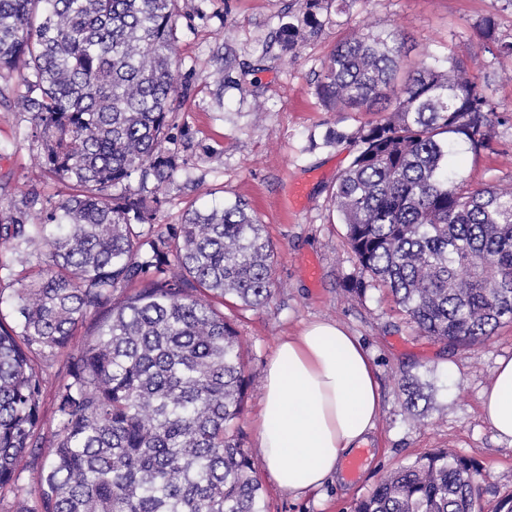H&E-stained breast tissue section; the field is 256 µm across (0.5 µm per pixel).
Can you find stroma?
<instances>
[{"label":"stroma","mask_w":512,"mask_h":512,"mask_svg":"<svg viewBox=\"0 0 512 512\" xmlns=\"http://www.w3.org/2000/svg\"><path fill=\"white\" fill-rule=\"evenodd\" d=\"M175 31L180 73L191 92L174 118L169 148L186 166L160 193L156 231L183 223L189 209H206L240 198L248 202L276 248V286L263 308L229 300L225 316L245 349L251 379L238 422L245 446L258 455L256 422L264 370L279 341L312 321H333L357 336L377 369L382 408L371 445L347 463L345 478L297 496L278 490L258 470L267 512H353L381 474L437 448L471 459L482 471L485 512L512 495V446L496 441L481 417L480 395L493 380L498 358L512 357V323L499 327L475 350L452 349L415 334L383 288L348 292L354 271L344 226L331 203L337 177L351 162L349 139L374 121L371 112H331L316 94L322 62L336 43L365 23L397 29L410 59L430 53L440 66L464 60L471 74L489 81L498 108L490 145L462 152L460 167L474 185L512 183V59L484 48L477 31L493 17L500 41H512L507 0H355L349 13L297 56L263 46L278 26L281 0H179ZM228 46L230 58L254 64L242 87L223 86L214 53ZM30 113L0 102V214L14 212L30 193L45 206L64 187L45 169L32 141ZM344 133L333 144L326 131ZM418 378L425 398L417 415L405 408L404 381Z\"/></svg>","instance_id":"1"}]
</instances>
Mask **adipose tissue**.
Returning <instances> with one entry per match:
<instances>
[{"instance_id":"ef3b65f1","label":"adipose tissue","mask_w":512,"mask_h":512,"mask_svg":"<svg viewBox=\"0 0 512 512\" xmlns=\"http://www.w3.org/2000/svg\"><path fill=\"white\" fill-rule=\"evenodd\" d=\"M381 409L376 370L356 337L333 322L280 341L265 369L258 448L271 481L298 495L322 487L366 445ZM484 421L512 444V358L481 396Z\"/></svg>"}]
</instances>
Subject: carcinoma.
<instances>
[{"instance_id": "obj_1", "label": "carcinoma", "mask_w": 512, "mask_h": 512, "mask_svg": "<svg viewBox=\"0 0 512 512\" xmlns=\"http://www.w3.org/2000/svg\"><path fill=\"white\" fill-rule=\"evenodd\" d=\"M177 2L0 0V70L19 71L44 164L72 189L37 224V194L0 217V282L15 285L0 289L4 512H266L236 426L244 351L216 300L266 305L274 245L241 199L154 230L157 192L181 168L163 151L170 114L189 90ZM349 6L288 0L271 42L293 56ZM479 30L512 57L493 19ZM407 53L396 30L367 27L318 74L326 107L389 111L351 135L356 152L332 193L355 258L349 290L385 288L417 334L474 349L512 322V186H472L456 154L462 142L489 146L496 110L463 61L443 69L424 53L410 65ZM92 314L96 332L73 347ZM405 391L411 412L424 394L415 380ZM25 455L39 471L34 498L15 468ZM478 475L439 448L382 474L354 512H483Z\"/></svg>"}]
</instances>
